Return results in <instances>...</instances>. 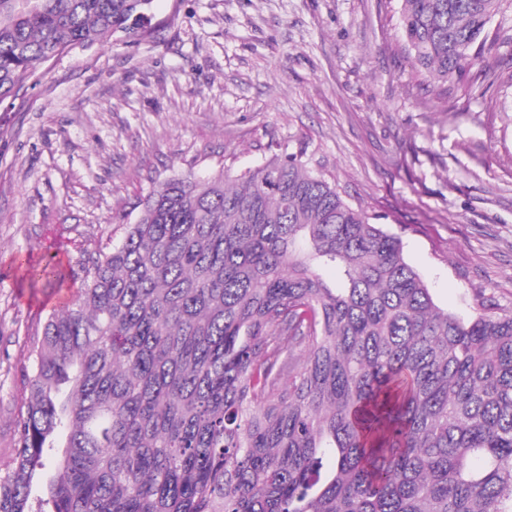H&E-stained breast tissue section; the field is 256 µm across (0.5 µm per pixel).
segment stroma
I'll return each instance as SVG.
<instances>
[{"label":"stroma","mask_w":512,"mask_h":512,"mask_svg":"<svg viewBox=\"0 0 512 512\" xmlns=\"http://www.w3.org/2000/svg\"><path fill=\"white\" fill-rule=\"evenodd\" d=\"M398 8L154 0L148 36L72 46L0 103V467L31 337L174 176H240L306 150L401 238L438 306L512 312V87L479 81L424 108ZM489 32L488 65L512 75V6Z\"/></svg>","instance_id":"stroma-1"}]
</instances>
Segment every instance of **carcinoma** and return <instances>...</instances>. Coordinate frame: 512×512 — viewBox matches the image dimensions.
<instances>
[{
    "label": "carcinoma",
    "instance_id": "cac0c4a2",
    "mask_svg": "<svg viewBox=\"0 0 512 512\" xmlns=\"http://www.w3.org/2000/svg\"><path fill=\"white\" fill-rule=\"evenodd\" d=\"M512 0H399L471 89ZM152 0H0V102ZM476 74H471L473 68ZM304 153L173 178L30 340L0 512H512V314L439 308Z\"/></svg>",
    "mask_w": 512,
    "mask_h": 512
}]
</instances>
